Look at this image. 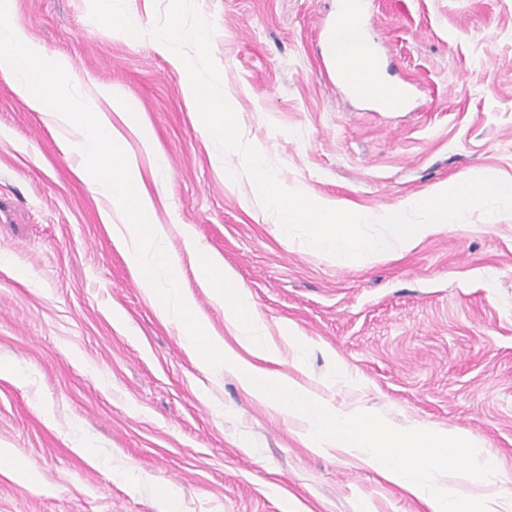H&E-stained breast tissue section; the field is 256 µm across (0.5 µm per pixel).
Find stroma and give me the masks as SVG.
<instances>
[{
  "instance_id": "35a3bbf8",
  "label": "stroma",
  "mask_w": 512,
  "mask_h": 512,
  "mask_svg": "<svg viewBox=\"0 0 512 512\" xmlns=\"http://www.w3.org/2000/svg\"><path fill=\"white\" fill-rule=\"evenodd\" d=\"M338 0H195L243 136L302 193L388 209L467 173L512 180V0H367L366 35L398 109L343 92L321 43ZM147 26L116 37L98 0H14L27 33L67 60L89 112L120 86L165 159L158 216L180 286L212 330L224 311L195 278L220 257L270 336L309 338L279 369L312 389L345 364L390 424L478 436L512 488V213H469L397 259L348 266L280 232L250 181L229 183L183 77ZM0 73V445L40 479L0 472V512H427L346 455L305 448L237 377L202 373L163 323L104 218L109 191L75 174L71 130L30 111ZM192 233L196 248L186 244Z\"/></svg>"
}]
</instances>
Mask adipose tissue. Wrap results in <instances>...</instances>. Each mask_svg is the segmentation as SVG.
<instances>
[{
	"label": "adipose tissue",
	"instance_id": "adipose-tissue-1",
	"mask_svg": "<svg viewBox=\"0 0 512 512\" xmlns=\"http://www.w3.org/2000/svg\"><path fill=\"white\" fill-rule=\"evenodd\" d=\"M331 53L351 63L356 92L364 97L396 95V88L376 79L364 66V46L353 17H345L330 43ZM64 60L34 41L13 19V0H0V70L14 78V89L32 111L55 117L78 136L68 143L81 164L78 177L92 186L112 189V234L126 246L133 270L158 317L178 328L182 345L208 373L233 372L243 390L266 409L294 421L302 444L317 453H342L422 500L430 512H512V491L499 482L493 459L478 452L480 440L469 432L422 425L394 426L379 420L368 406L338 404L277 371L283 351L300 361L308 340L292 330L273 341L247 291L225 273L221 261L203 259L197 277L223 309L231 336L210 333L194 312V302L179 286L177 257L164 246L166 231L156 215L148 183L164 167L154 135L138 122L133 104L115 88H101L111 113L86 112L58 82ZM119 116L139 139L152 164L141 170L126 138L113 126ZM465 465L480 495L457 500L426 485L430 470Z\"/></svg>",
	"mask_w": 512,
	"mask_h": 512
}]
</instances>
